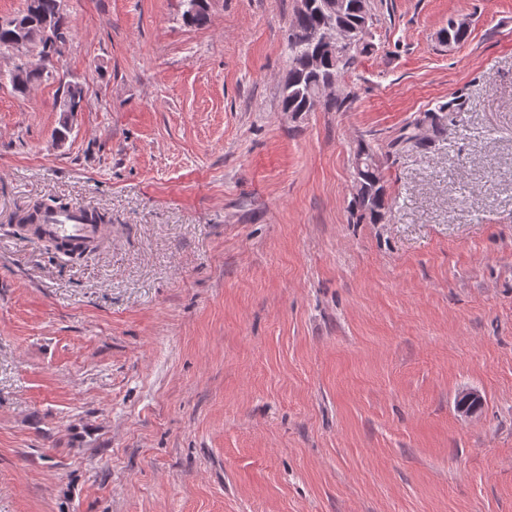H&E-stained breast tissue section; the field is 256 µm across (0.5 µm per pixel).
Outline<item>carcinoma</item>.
Listing matches in <instances>:
<instances>
[{
  "instance_id": "obj_1",
  "label": "carcinoma",
  "mask_w": 512,
  "mask_h": 512,
  "mask_svg": "<svg viewBox=\"0 0 512 512\" xmlns=\"http://www.w3.org/2000/svg\"><path fill=\"white\" fill-rule=\"evenodd\" d=\"M345 9L341 20L347 25H355L359 22L373 23L371 10L368 9L366 0H344ZM50 18L55 21L58 44L43 46L38 49V54L49 55L57 49L65 48L69 37L68 18L61 8V0H25L24 11L13 18L14 24L0 23V46L12 43L19 38L25 39L30 44L37 43L40 32V23L43 19ZM326 25L325 16L314 8L307 13H298L290 27L288 34V55L291 66L286 81L288 82V94L282 96L281 111L283 112H314L322 109L326 112H337L346 109L351 104L348 95L342 93L330 98H314L320 83L330 77L350 68L355 64L357 57L366 52L368 43L366 36L369 31L361 34L359 44L346 57L343 63L336 64L325 60L323 67L318 70L308 68L307 60L315 53L317 42L312 39V34ZM469 30L461 27L456 22L448 23V28L441 31V39L450 44L458 45L468 38ZM52 76L49 70L35 67L24 72V78L20 82L9 77L12 90L18 94L26 93L31 86ZM60 99L66 101L71 110L81 108L83 101L82 89L71 83L60 85ZM354 204L359 217H368L374 222H379L384 217V211L388 206L385 187H380V192L372 193L365 188L357 189L354 196ZM69 209V205L59 201L51 204L36 202L27 210L15 215L16 223L23 227L36 223V216L41 212L63 211Z\"/></svg>"
}]
</instances>
